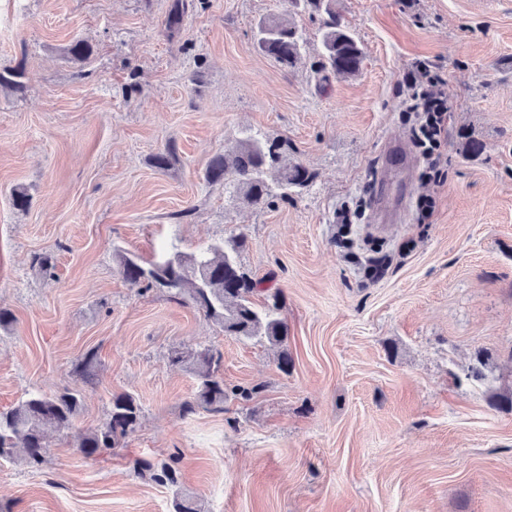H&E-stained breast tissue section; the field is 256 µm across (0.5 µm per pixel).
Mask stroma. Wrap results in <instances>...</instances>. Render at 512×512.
<instances>
[{
    "mask_svg": "<svg viewBox=\"0 0 512 512\" xmlns=\"http://www.w3.org/2000/svg\"><path fill=\"white\" fill-rule=\"evenodd\" d=\"M172 3L0 0V68L27 74L0 90V307L15 317L0 410L84 395L41 468L0 460V512H171V487L134 473L137 458L176 461L205 512H512V412L492 404L512 391V0H336L364 52L351 78L324 76L305 12L295 67L256 50L283 0H193L171 36ZM77 38L94 46L81 67L65 54ZM419 60L454 101L439 185L421 182L401 110ZM246 131L286 139L313 182L262 209L208 184L210 158ZM170 143L171 167L150 166ZM239 233L243 268L281 293L285 347L224 335L125 282L113 256L159 262ZM207 346L230 396L187 415L194 379L168 356ZM90 351L88 384L75 366ZM121 392L140 426L83 457L77 434Z\"/></svg>",
    "mask_w": 512,
    "mask_h": 512,
    "instance_id": "stroma-1",
    "label": "stroma"
}]
</instances>
